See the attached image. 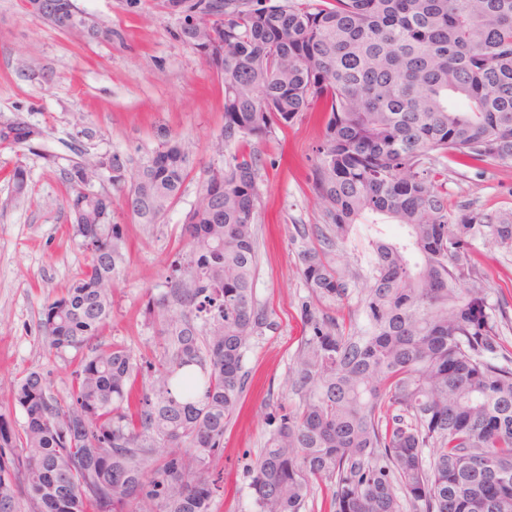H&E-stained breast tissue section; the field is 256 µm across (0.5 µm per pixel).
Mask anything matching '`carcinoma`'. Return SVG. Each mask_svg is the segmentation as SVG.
<instances>
[{
	"label": "carcinoma",
	"instance_id": "cac0c4a2",
	"mask_svg": "<svg viewBox=\"0 0 512 512\" xmlns=\"http://www.w3.org/2000/svg\"><path fill=\"white\" fill-rule=\"evenodd\" d=\"M56 27L74 0H53ZM193 11L178 37L224 85V176L203 170L182 220L167 288L148 293L161 353L136 362L100 340L107 284L124 262L112 196L69 173L73 239L87 270L41 312L54 356L76 363L66 396L39 372L0 415V512H215L224 432L247 386V350L273 328L255 298L257 177L248 149L274 128L324 113L311 191L325 239L365 233L362 322L322 307L348 297L349 271L301 253L316 302L288 385L298 402L251 464L250 512H307L314 483L330 512H512V356L502 312L474 261L481 236L512 250V213L448 209V154L512 163V0H162ZM82 34L115 31L80 13ZM110 174L123 206L157 224L194 159L165 138L135 170ZM397 224L396 240L380 225Z\"/></svg>",
	"mask_w": 512,
	"mask_h": 512
}]
</instances>
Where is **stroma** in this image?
<instances>
[{
	"label": "stroma",
	"mask_w": 512,
	"mask_h": 512,
	"mask_svg": "<svg viewBox=\"0 0 512 512\" xmlns=\"http://www.w3.org/2000/svg\"><path fill=\"white\" fill-rule=\"evenodd\" d=\"M75 3L116 37L90 42L45 24L24 0H0V115L42 131L32 145L0 147V414L18 423L23 415L10 396L20 378L40 372L61 396L70 385L73 366L51 353L40 319L44 304L88 262L69 234L65 197L72 167L88 156L117 153L136 168L166 134L182 140L195 160L179 201L160 223H137L122 205L114 207L127 255L109 286L112 316L103 340L124 345L139 360L153 358L160 342L144 314L146 295L166 286L182 246V218L197 201L204 168L223 162L211 143L224 125V87L178 38L177 17L160 0ZM321 133L319 114H307L252 144L261 157L255 295L275 326L244 357L248 384L216 464L225 486L216 512H247V468L273 431L278 407L296 400L286 381L305 334L301 305L311 299L301 253L317 244L324 225L310 191ZM19 165L28 175L21 197L10 180ZM446 189L450 209L512 212V164L449 163ZM473 249L493 300L506 313L503 333L512 342V252L481 237Z\"/></svg>",
	"instance_id": "35a3bbf8"
}]
</instances>
